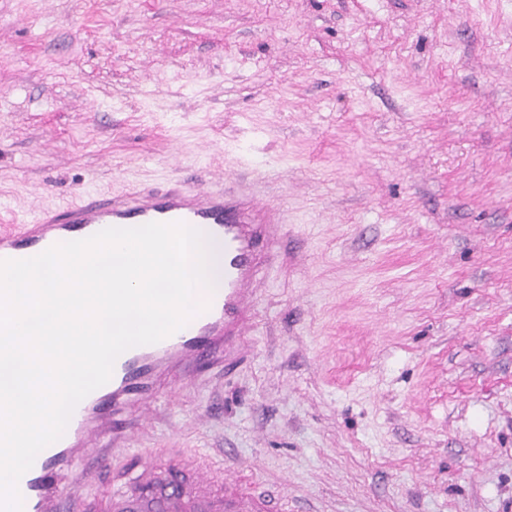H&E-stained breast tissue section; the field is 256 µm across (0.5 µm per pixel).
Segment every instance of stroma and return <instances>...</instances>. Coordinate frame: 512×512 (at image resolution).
Listing matches in <instances>:
<instances>
[{
    "label": "stroma",
    "mask_w": 512,
    "mask_h": 512,
    "mask_svg": "<svg viewBox=\"0 0 512 512\" xmlns=\"http://www.w3.org/2000/svg\"><path fill=\"white\" fill-rule=\"evenodd\" d=\"M179 180L281 206L283 257L131 447L288 512H512V0H0V225Z\"/></svg>",
    "instance_id": "1"
}]
</instances>
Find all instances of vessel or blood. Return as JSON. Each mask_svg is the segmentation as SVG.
<instances>
[{"label": "vessel or blood", "mask_w": 512, "mask_h": 512, "mask_svg": "<svg viewBox=\"0 0 512 512\" xmlns=\"http://www.w3.org/2000/svg\"><path fill=\"white\" fill-rule=\"evenodd\" d=\"M152 222L201 227L220 242L222 286L200 290L197 300L204 303V311L172 335L117 357L110 380L78 403L63 436L40 451L21 476L22 512H285L269 495L256 492L244 471H230L194 450L170 453L162 466L137 460L135 485L92 507L82 482L58 479L79 454L95 458L97 472L116 469L117 456L134 432L122 412L130 401H150L163 375L190 371L203 362L229 365L241 358L258 299L257 274L278 258L284 213L248 192L176 183L164 189L89 195L65 210L43 211L31 221L0 226V260H17L110 227ZM106 431L112 434L108 451L97 446Z\"/></svg>", "instance_id": "1"}]
</instances>
